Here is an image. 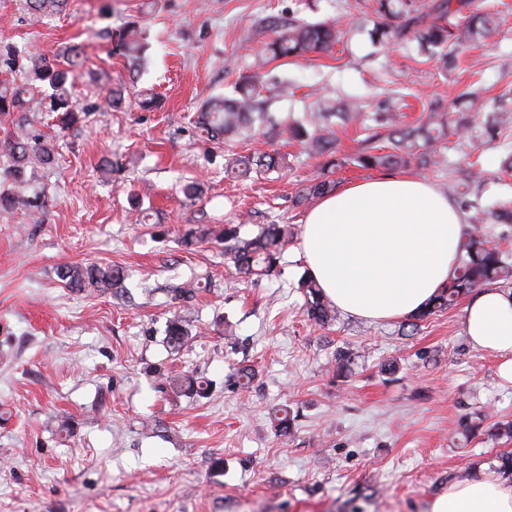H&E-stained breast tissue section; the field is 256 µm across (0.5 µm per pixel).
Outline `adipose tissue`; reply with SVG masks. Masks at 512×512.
Instances as JSON below:
<instances>
[{"mask_svg":"<svg viewBox=\"0 0 512 512\" xmlns=\"http://www.w3.org/2000/svg\"><path fill=\"white\" fill-rule=\"evenodd\" d=\"M471 227L433 182L386 171L319 197L302 223L306 270L336 307L373 322L415 315L454 277ZM468 340L494 354L512 384V289L470 295ZM430 512H512V480L482 475L450 484Z\"/></svg>","mask_w":512,"mask_h":512,"instance_id":"adipose-tissue-1","label":"adipose tissue"}]
</instances>
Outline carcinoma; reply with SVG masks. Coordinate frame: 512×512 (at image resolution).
Returning a JSON list of instances; mask_svg holds the SVG:
<instances>
[{"instance_id": "obj_1", "label": "carcinoma", "mask_w": 512, "mask_h": 512, "mask_svg": "<svg viewBox=\"0 0 512 512\" xmlns=\"http://www.w3.org/2000/svg\"><path fill=\"white\" fill-rule=\"evenodd\" d=\"M65 4L66 0H25L27 11L34 16L59 12ZM468 7L469 0H432L428 11L422 12L414 8L412 0H376L374 11L382 21L374 25L369 36L381 44L390 40L415 41L421 53L446 68L455 63L460 48L487 40L497 32V23L488 12L474 11L465 17L464 23L456 22V16ZM274 28L275 37L265 44L254 69L234 84L232 94L216 97L204 107L200 125L208 137L247 140L260 132L273 141L286 135L301 143L309 154L325 158L324 166L331 169L342 166L344 162L372 170L407 167L430 170L444 163V157L431 150V146L448 137V113L433 107L415 123L405 124L399 113L386 106L385 111L375 113L374 117L376 125L384 130L386 144L376 147L368 142L356 155L344 160L336 157L333 119L338 117L346 124L361 121L364 113L360 105L349 102L338 105L319 99L298 117H281L268 111V99L262 95L263 90L275 84L278 94L285 95L288 86L264 72L267 63L325 52L338 42L343 33L335 22L277 21ZM110 39L115 49L131 60L132 66H138L144 60L142 29L136 23L131 22L112 31ZM82 54L81 46H70L69 62L62 65L57 59L30 49L21 51L11 44L0 45V73L8 76L19 72L24 75L20 84L6 78L0 81V115L45 108L56 114L61 130L72 128L80 110L74 88ZM483 126L487 133L511 128L512 106H497L488 113ZM0 151L6 158V172L16 183L25 182L28 168H49L56 160L54 145L39 137L5 142ZM288 166V155L272 149L236 154L227 161L226 169L239 177H248L253 172L279 173ZM474 166L475 163L467 158L458 166V198L470 212V223L482 224L491 218L499 224H512V199L499 200L487 211L468 199L472 188L482 183L478 173L473 171ZM335 188V181L318 177L298 191L295 205L302 206ZM294 236L295 231L289 224H261L253 237L241 235L238 224H226L218 232L201 226L189 227L182 233L181 243L190 249L209 239L222 242L224 257L237 273L247 277H268L280 272L282 253ZM57 276L78 291L94 288L118 293L126 288L129 273L121 265L92 261L83 265H62L57 269ZM494 282L501 283L504 288H512V260L476 229L465 245L457 275L422 313L404 322L402 329L418 330L422 322ZM299 289L305 296V312L310 321L328 326L336 320V308L325 298L315 281L306 275L300 279ZM164 333L166 344L174 353L180 352L191 339V332L177 316L166 322ZM160 389L202 397L206 395L209 383L189 374L173 375L165 378ZM298 417L299 413L285 405L273 409L271 423L276 433L289 435Z\"/></svg>"}]
</instances>
